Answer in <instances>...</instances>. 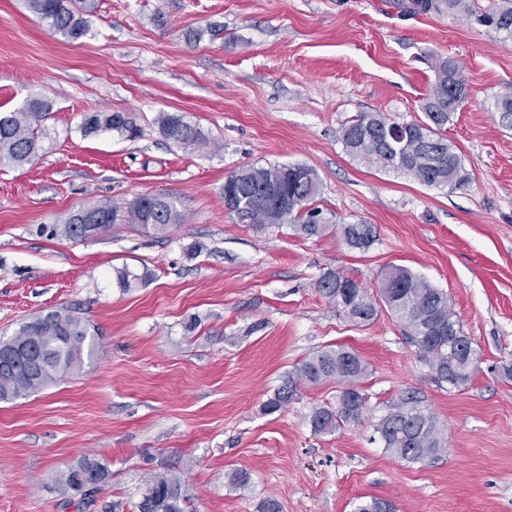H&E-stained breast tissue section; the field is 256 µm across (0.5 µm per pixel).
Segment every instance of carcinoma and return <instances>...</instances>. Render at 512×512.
<instances>
[{"label":"carcinoma","mask_w":512,"mask_h":512,"mask_svg":"<svg viewBox=\"0 0 512 512\" xmlns=\"http://www.w3.org/2000/svg\"><path fill=\"white\" fill-rule=\"evenodd\" d=\"M448 11L493 28L505 41H512V0H500L477 10L475 0H444ZM51 30L67 42L83 39L89 24L79 0H25ZM432 68L435 79L421 108L426 120L396 123L381 112L363 113L342 125L339 136L350 155L373 160L407 175L428 187L456 188L469 180L457 147L443 134L464 100L465 83L459 65L448 58L436 57ZM496 109L502 125L512 127V91L497 97ZM53 109L50 100L32 96L16 112H0V166H23L33 162L40 150L41 122ZM162 134L177 146L193 151L216 147L199 126L178 113L159 117ZM81 133L85 136L116 133L128 139L139 136L135 120L126 112H89L83 116ZM288 192V210L265 202L269 191ZM320 182L314 169L302 164L270 167L243 166L224 180V204L229 212L254 224H288L307 237H320L334 228L326 223L315 206ZM182 221L176 201L164 196L147 206L128 202L122 206L98 202L71 211L49 234L69 241L86 240L117 224H129L146 233L164 234ZM345 243L367 249L375 238L371 224H344ZM148 272L128 267L117 271V284L126 290L143 284ZM316 291L334 304L350 321L366 325L385 308L406 326L409 342L429 366L431 380L448 389H461L471 379L477 360L474 348H458L464 336L460 321L448 302V295L432 287L404 267H394L379 277L375 291L360 286L335 270H329L314 283ZM18 354L0 358V401L15 400L56 384L81 368L84 359L96 350L87 324L67 309L39 313L22 323L15 333ZM367 367L352 350L339 345L322 349L295 367L284 384L269 399V411H278L290 403L302 385L329 382L344 383L336 407L320 406L310 415L316 433H332L363 417L367 397L357 389ZM384 448L392 457L408 463H422L441 456L447 438L436 417L421 405L413 393L390 405L375 425ZM109 478L105 464L94 456H83L61 473L60 484L87 504L95 500ZM190 498L185 482L176 472L153 470L143 479L133 512H188ZM355 512H394V505L373 497L361 502Z\"/></svg>","instance_id":"obj_1"}]
</instances>
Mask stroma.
I'll list each match as a JSON object with an SVG mask.
<instances>
[{
  "label": "stroma",
  "instance_id": "obj_1",
  "mask_svg": "<svg viewBox=\"0 0 512 512\" xmlns=\"http://www.w3.org/2000/svg\"><path fill=\"white\" fill-rule=\"evenodd\" d=\"M90 30L66 42L23 0H0V112L53 100L38 160L0 168V338L68 308L96 355L41 392L0 401V512H105L129 503L148 471L181 472L192 512H354L360 497L396 512H512V128L495 102L512 90V41L447 9L399 16L391 0H86ZM202 39H193L195 31ZM457 61L466 97L446 135L469 173L435 188L353 158L339 130L362 113L424 121L433 57ZM131 113L129 140L82 135L87 112ZM179 112L216 140L191 152L160 132ZM303 164L321 182L333 229L308 238L224 206L245 165ZM174 197L163 236L121 224L82 242L42 225L92 202ZM343 224H371L347 246ZM147 271L125 291L122 267ZM402 266L448 295L478 353L467 386H437L387 312L348 322L314 281L335 270L363 287ZM342 344L367 366L361 422L311 429L342 384L304 386L264 409L287 373ZM417 392L448 438L438 459L392 458L374 426ZM109 479L80 507L58 476L83 455ZM246 471L234 486L230 473ZM375 230L371 224H343L341 235L353 249L366 250L374 241Z\"/></svg>",
  "mask_w": 512,
  "mask_h": 512
}]
</instances>
